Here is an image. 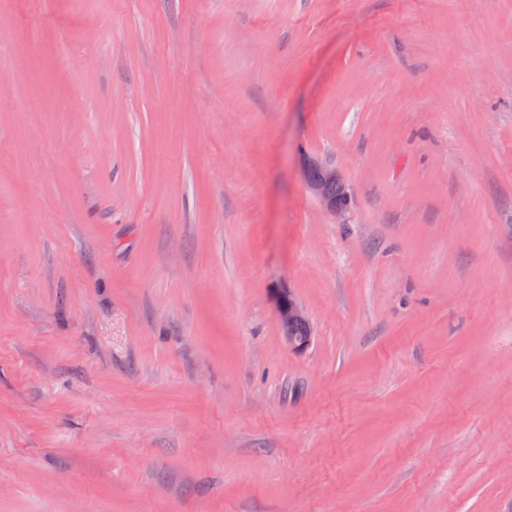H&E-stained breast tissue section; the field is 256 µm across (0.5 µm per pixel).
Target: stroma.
<instances>
[{
	"instance_id": "35a3bbf8",
	"label": "stroma",
	"mask_w": 512,
	"mask_h": 512,
	"mask_svg": "<svg viewBox=\"0 0 512 512\" xmlns=\"http://www.w3.org/2000/svg\"><path fill=\"white\" fill-rule=\"evenodd\" d=\"M0 512H512V0H0ZM316 172V176L312 173ZM303 177L307 188L313 197L321 204V206L337 220H341L347 211L342 200L336 196L333 197L329 191L332 184L336 183L332 191L336 195V185L343 188L344 195L349 198L351 190L344 180L342 174L328 164L316 158H305L303 163ZM279 320L284 335L288 337L290 344L296 350H304L310 345L312 326L309 315L289 291L288 294H284L281 298ZM297 325H302L307 328L305 336H293V328Z\"/></svg>"
}]
</instances>
